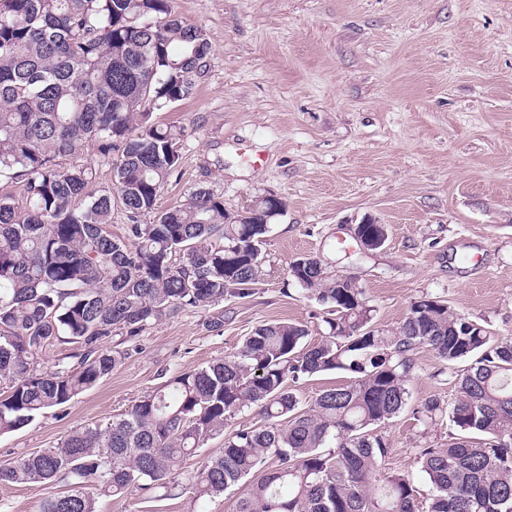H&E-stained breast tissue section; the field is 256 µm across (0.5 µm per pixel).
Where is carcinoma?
Here are the masks:
<instances>
[{"mask_svg": "<svg viewBox=\"0 0 512 512\" xmlns=\"http://www.w3.org/2000/svg\"><path fill=\"white\" fill-rule=\"evenodd\" d=\"M209 49L172 0H0V185L23 189L20 204L0 193V434L110 375L128 355L113 336L130 343L186 308L251 295L283 200L263 197L239 217L199 189L156 211L185 130L150 116L192 94ZM97 165L115 171L113 190H91ZM116 200L121 237L109 230ZM289 274L326 306L320 341L307 343L299 323L260 325L112 421L0 464V485L46 486L38 512H97L102 496L176 488L196 502L236 485L238 512H420L413 481L387 466L380 429L411 402V353L425 346L457 387V433L416 452L427 512H512V338L431 296L379 328L363 289L319 258L294 259ZM56 342L75 350L39 367ZM333 371L349 382L306 405L290 389ZM252 407L264 425L224 434ZM412 413L429 424L443 408L426 398ZM216 435L222 451L184 472Z\"/></svg>", "mask_w": 512, "mask_h": 512, "instance_id": "obj_1", "label": "carcinoma"}]
</instances>
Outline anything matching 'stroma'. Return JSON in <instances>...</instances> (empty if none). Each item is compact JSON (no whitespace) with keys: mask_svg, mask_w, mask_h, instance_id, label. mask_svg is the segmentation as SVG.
I'll use <instances>...</instances> for the list:
<instances>
[{"mask_svg":"<svg viewBox=\"0 0 512 512\" xmlns=\"http://www.w3.org/2000/svg\"><path fill=\"white\" fill-rule=\"evenodd\" d=\"M202 28L208 65L192 94L151 120L184 127L181 165L158 210L206 189L237 212L262 197L286 207L261 247L253 293L152 324L127 359L76 401L0 434V464L104 424L153 390L236 351L258 326L325 332L326 309L289 274L302 255L357 278L374 322L393 328L423 296L512 336V0H174ZM262 161L250 168L245 150ZM367 218L385 245L357 253ZM222 318L221 331L209 323ZM412 401L457 391L426 347L414 352ZM403 411L382 428L390 467L428 495L416 459L448 442ZM241 489L213 499L100 498L98 512H237Z\"/></svg>","mask_w":512,"mask_h":512,"instance_id":"1","label":"stroma"}]
</instances>
